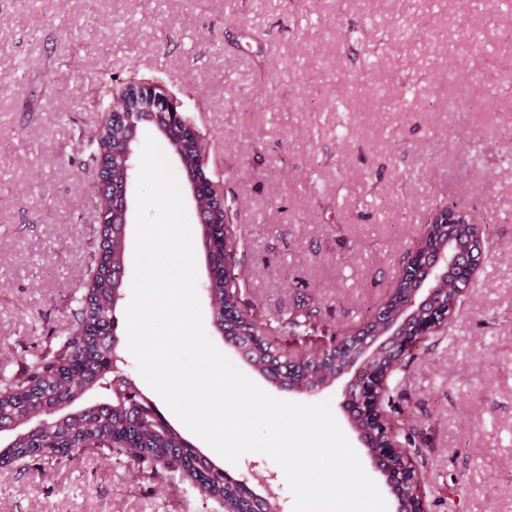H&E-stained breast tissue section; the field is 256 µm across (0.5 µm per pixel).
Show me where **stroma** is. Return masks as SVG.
I'll return each mask as SVG.
<instances>
[{
    "instance_id": "obj_1",
    "label": "stroma",
    "mask_w": 512,
    "mask_h": 512,
    "mask_svg": "<svg viewBox=\"0 0 512 512\" xmlns=\"http://www.w3.org/2000/svg\"><path fill=\"white\" fill-rule=\"evenodd\" d=\"M153 84L209 140L207 172L238 219L246 305L269 329L317 310L323 336L388 298L436 200L490 227L463 304L390 375L415 439L428 512H512V0H0V376L24 374L74 327L98 248L86 182L93 137L130 78ZM233 365L272 396L329 401L352 433L345 373L313 394ZM125 373L142 379L117 307ZM216 465L266 477L252 453ZM0 512H224L188 480L119 452L0 471Z\"/></svg>"
}]
</instances>
